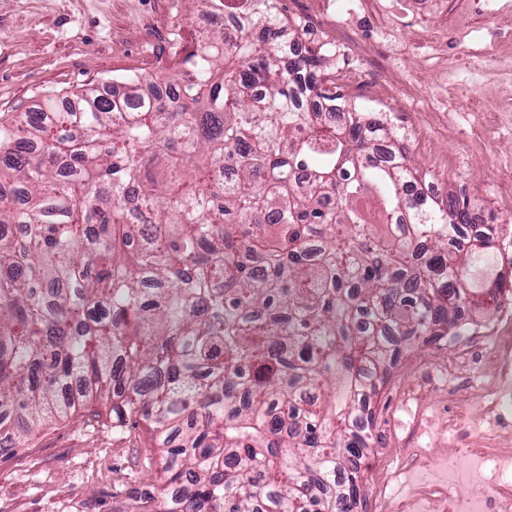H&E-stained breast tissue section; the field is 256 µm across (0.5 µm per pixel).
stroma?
<instances>
[{
	"instance_id": "1",
	"label": "stroma",
	"mask_w": 512,
	"mask_h": 512,
	"mask_svg": "<svg viewBox=\"0 0 512 512\" xmlns=\"http://www.w3.org/2000/svg\"><path fill=\"white\" fill-rule=\"evenodd\" d=\"M349 103L389 114L442 192L467 197L512 242V0H278ZM203 0H0V113L31 112L128 76H181L210 28ZM512 335V294L460 335L407 350L371 400L359 512H397L439 489L512 494V395L473 422L496 373L493 337ZM145 427L118 440L82 417L0 457V512H123L146 489Z\"/></svg>"
}]
</instances>
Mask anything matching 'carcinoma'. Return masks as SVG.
<instances>
[{"instance_id": "carcinoma-1", "label": "carcinoma", "mask_w": 512, "mask_h": 512, "mask_svg": "<svg viewBox=\"0 0 512 512\" xmlns=\"http://www.w3.org/2000/svg\"><path fill=\"white\" fill-rule=\"evenodd\" d=\"M234 19L172 94L0 115V429L146 424L130 512H357L370 396L502 290L473 269L497 227L411 193L387 114H323L345 96L276 0Z\"/></svg>"}]
</instances>
